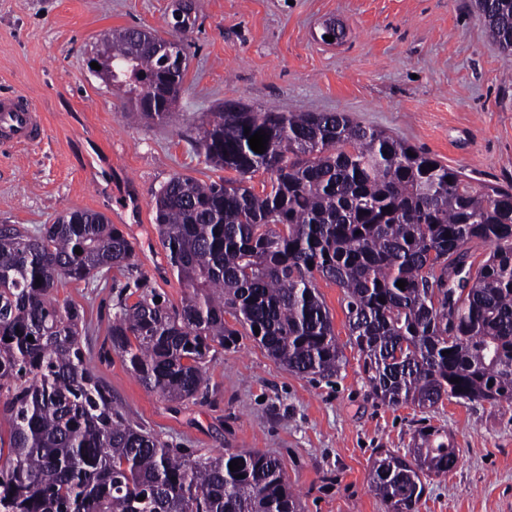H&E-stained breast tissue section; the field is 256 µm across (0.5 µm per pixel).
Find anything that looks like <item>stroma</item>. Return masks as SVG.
<instances>
[{"mask_svg": "<svg viewBox=\"0 0 512 512\" xmlns=\"http://www.w3.org/2000/svg\"><path fill=\"white\" fill-rule=\"evenodd\" d=\"M187 70L173 126L135 120L126 97L93 73L103 36L166 31L170 0H0V96L43 116V139L0 150V225L35 229L73 209L106 215L128 234L149 287L180 305L154 221L153 194L174 175L224 178L205 164L198 127L228 101L283 112H341L461 170L473 184H512V78L472 0H195ZM343 30L330 43L327 23ZM111 270L65 281L53 295L84 313L90 369L112 404L191 457L259 450L280 460L302 512H387L370 488L378 451H405L418 429L446 431L459 450L430 479L419 512H512V402L433 409L388 406L348 347L343 292L317 279L347 358L340 376L288 370L253 337L214 346L206 395L183 403L147 389L110 350Z\"/></svg>", "mask_w": 512, "mask_h": 512, "instance_id": "stroma-1", "label": "stroma"}]
</instances>
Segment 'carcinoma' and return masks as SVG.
I'll use <instances>...</instances> for the list:
<instances>
[{
  "mask_svg": "<svg viewBox=\"0 0 512 512\" xmlns=\"http://www.w3.org/2000/svg\"><path fill=\"white\" fill-rule=\"evenodd\" d=\"M474 7L511 60L512 0ZM187 36L127 28L103 42L112 67L104 79L139 121L173 120ZM259 130L262 154L249 145ZM200 145L206 163L235 177L206 184L175 175L154 194L184 301H155L139 273L137 300L121 291L115 303L111 346L145 387L169 402L203 394L212 343L230 347L241 336L227 314L288 370L337 374L346 358L320 276L343 289L349 343L382 401L427 409L512 400L511 184L476 188L340 112L227 103L201 123ZM259 172L270 183L257 192ZM475 242L492 251L473 268L465 260ZM134 255L123 231L92 210H71L37 234L0 227V417L10 426L0 512H300L276 458L226 449L192 459L112 407L111 390L86 363L83 311L51 293L105 269L132 274ZM457 458L447 433L424 426L404 453H379L370 488L389 512H418L429 478ZM233 460L241 469L230 471Z\"/></svg>",
  "mask_w": 512,
  "mask_h": 512,
  "instance_id": "cac0c4a2",
  "label": "carcinoma"
}]
</instances>
